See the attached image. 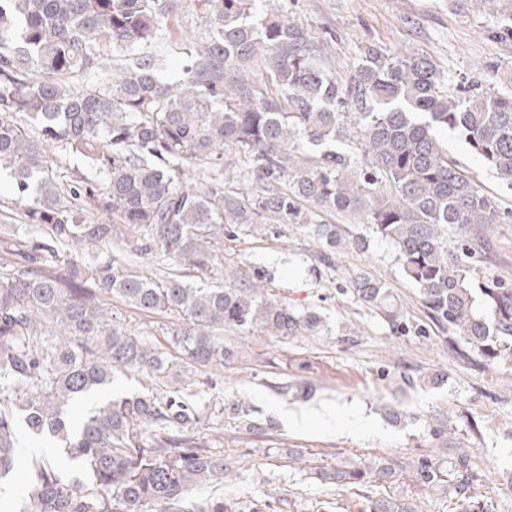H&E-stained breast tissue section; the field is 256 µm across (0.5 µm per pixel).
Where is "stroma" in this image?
Segmentation results:
<instances>
[{"label":"stroma","instance_id":"1","mask_svg":"<svg viewBox=\"0 0 512 512\" xmlns=\"http://www.w3.org/2000/svg\"><path fill=\"white\" fill-rule=\"evenodd\" d=\"M276 9L304 25L314 40L328 44L325 65L347 80L367 46L387 53H423L446 78L449 90L481 80L483 87H512V38L499 36L478 5L454 7L450 0H273ZM445 147L492 197L512 214V190L502 185L459 139ZM491 259L470 271L473 289L493 283L512 285V217L491 224ZM293 259L304 272L301 285L288 282L269 258ZM241 272L246 283L292 308L316 310L324 319L318 332L274 336L257 330H225L224 344L237 351L219 384L210 374H193L189 388L203 406L199 443L230 458L238 478L223 492L239 498L276 494L275 512H317L320 501L353 500L352 490L335 492L315 482L317 466L336 467L362 457L398 465L392 491L415 487L423 459L446 460L449 449L468 450L478 471L495 484L512 481V368L482 369L481 357L463 343L449 342L432 327L418 289L407 282L394 247L378 238L367 250L328 251L297 224H270L258 234L226 245L213 269L189 271L199 287ZM365 273L385 284L397 300L407 328L397 331L353 296L350 279ZM112 314L128 329L155 342L170 339L173 317L147 316L125 303H111ZM439 376L440 385L429 382ZM311 390L308 400L282 395L279 384ZM249 406L257 419L275 427L256 434L240 426L232 404ZM402 416H385L386 407ZM309 414L305 427L288 423L291 414Z\"/></svg>","mask_w":512,"mask_h":512}]
</instances>
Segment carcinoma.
<instances>
[{"label":"carcinoma","mask_w":512,"mask_h":512,"mask_svg":"<svg viewBox=\"0 0 512 512\" xmlns=\"http://www.w3.org/2000/svg\"><path fill=\"white\" fill-rule=\"evenodd\" d=\"M271 2L0 0V169L14 180L25 223L42 231L18 247L12 226H0V488L24 471L20 512H272L264 498L194 495L224 486L234 465L195 441L204 411L177 385L233 361L226 327L294 336L318 331L321 316L256 288L148 278L134 270L136 257L207 271L224 240L262 224H302L331 249L378 237L394 246L449 340L476 349L487 371L512 366V288L481 289L488 318L467 281L470 260L493 251L482 225L505 215L441 141L464 139L512 188V89L453 95L429 57L374 46L338 80L322 64L325 46ZM479 4L512 37V0ZM190 6L205 15L207 36L181 47L182 77L164 81L147 49ZM257 64L261 83L249 77ZM59 148L91 170L65 192L52 176ZM235 154L248 162L249 193L224 179ZM336 214L364 232L343 239L325 220ZM450 229L469 238L451 249ZM115 242L126 261L84 265L64 252ZM351 287L401 326L381 282L361 273ZM112 297L182 323L168 346L153 345L112 317ZM124 370L146 373L154 390L110 393ZM233 413L252 432L272 429L242 405ZM23 432L55 453L22 460ZM395 474L388 460L312 472L353 486L357 512H418L404 490L376 496ZM417 476L448 496V512H495L466 451L421 462Z\"/></svg>","instance_id":"carcinoma-1"}]
</instances>
